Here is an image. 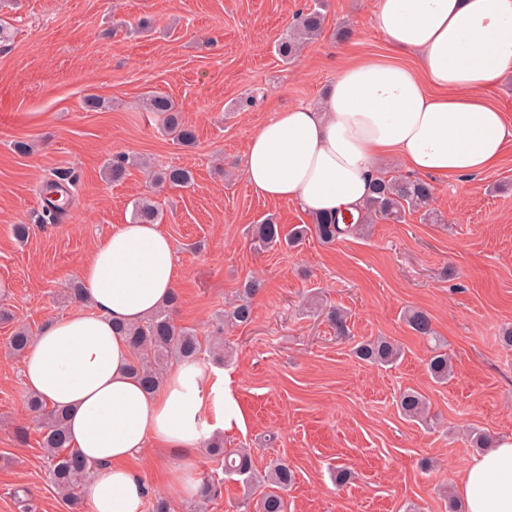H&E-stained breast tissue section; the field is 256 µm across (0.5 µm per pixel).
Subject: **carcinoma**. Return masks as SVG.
Listing matches in <instances>:
<instances>
[{
  "label": "carcinoma",
  "instance_id": "1",
  "mask_svg": "<svg viewBox=\"0 0 512 512\" xmlns=\"http://www.w3.org/2000/svg\"><path fill=\"white\" fill-rule=\"evenodd\" d=\"M326 9L327 0H316L313 8L297 14L296 22L277 44L281 57L295 59L305 41L321 35ZM143 107L163 116L165 128L180 144L191 146L196 142L195 130L182 122L177 107L167 95L151 92L144 99ZM130 164L131 159L126 155L112 157L106 167L107 177L113 183L122 181ZM191 183L192 174L185 168H168L153 178L156 189L186 188ZM433 198L434 186L427 181L404 176H380L373 184L364 212L354 224L342 227L338 216L323 214L313 216L310 225H298L284 231L273 219L267 218L253 226V237L256 246L260 248L282 244L291 246L309 233L322 243L330 245L353 233H360L365 225L374 223L378 218L399 221L407 212H420L423 219L436 223L438 216L431 208ZM133 220L144 224H158L162 215L153 201L144 196L133 203ZM260 288L261 282L256 279L249 280L243 286L240 299L224 314L227 324L241 326L252 321V298ZM176 302L177 297L173 296L145 321L118 327L136 358L133 371L148 390L156 389L162 384L170 364L194 361L201 352V342L195 330L175 323L173 311ZM403 320L415 335L429 342L437 341L432 319L427 311L410 308L405 311ZM32 341L33 336L29 329L20 327L10 337V349L21 355ZM355 353L362 360L388 366L398 360L400 349L386 340H377L359 344ZM428 371L435 381H447L453 371L448 354L434 352L428 361ZM28 407L36 418L37 426L43 430L42 447L50 462L49 479L74 505L77 503L75 491L83 482L91 464L71 448L63 411L47 409L41 400L32 395L28 398ZM399 408L410 420L426 421L429 418V404L424 395L415 389H407L400 394ZM208 448L212 454L224 459L225 474L240 477L241 483L248 488L257 482L266 485V492L255 505H250V496L244 497L241 512H286L284 492L295 482V472L287 462L276 459L270 462L264 475L259 476L248 449L226 448L219 438L212 439Z\"/></svg>",
  "mask_w": 512,
  "mask_h": 512
}]
</instances>
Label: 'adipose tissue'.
Segmentation results:
<instances>
[{"instance_id": "obj_1", "label": "adipose tissue", "mask_w": 512, "mask_h": 512, "mask_svg": "<svg viewBox=\"0 0 512 512\" xmlns=\"http://www.w3.org/2000/svg\"><path fill=\"white\" fill-rule=\"evenodd\" d=\"M374 25L392 56L345 67L318 106L280 112L252 134L244 175L255 194L312 215L354 213L381 159L442 177L497 164L512 129L484 93L512 72V0H380ZM403 54L420 69L400 62ZM181 270L160 225H118L80 268L86 310L44 323L23 358L26 391L67 410L71 445L93 465L83 485L92 512H146L148 487L129 462L147 448L176 455L169 492L195 497L206 425L240 420L207 364L174 365L151 391L132 371L118 328L165 304ZM458 493L465 512H512V437L468 462Z\"/></svg>"}]
</instances>
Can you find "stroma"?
<instances>
[{"instance_id": "stroma-1", "label": "stroma", "mask_w": 512, "mask_h": 512, "mask_svg": "<svg viewBox=\"0 0 512 512\" xmlns=\"http://www.w3.org/2000/svg\"><path fill=\"white\" fill-rule=\"evenodd\" d=\"M314 0H0L13 36L0 44V512L70 510L50 484L42 434L27 409L23 359L8 340L39 332L78 306L69 293L94 244L152 197L181 258L179 326L222 339L224 359L202 362L229 381L241 422L225 447L249 448L257 469L279 458L296 480L286 512H450L460 475L476 454L468 435L512 436V141L483 174L435 181L439 223L421 214L383 220L333 245L262 250L252 227L310 223L296 204L256 195L243 177L252 133L276 113L315 104L350 60L385 53L374 27L379 0H328L324 30L288 63L278 40ZM350 27L341 41L336 32ZM167 93L195 129L194 146L145 111L148 92ZM100 98V106L85 101ZM30 144L21 153L16 143ZM118 154L144 159L118 183L103 168ZM188 168L191 188H151L152 172ZM72 182L67 222L45 221L39 188ZM29 227L18 240L14 225ZM263 282L250 324L219 330L246 279ZM428 311L452 359L447 383L431 380L429 344L404 309ZM348 314L337 338L329 309ZM384 337L403 349L398 365L358 359L355 341ZM414 388L436 423L407 420L397 399ZM350 477L337 482V466ZM197 477L220 480L206 512H236L242 483L199 451Z\"/></svg>"}]
</instances>
